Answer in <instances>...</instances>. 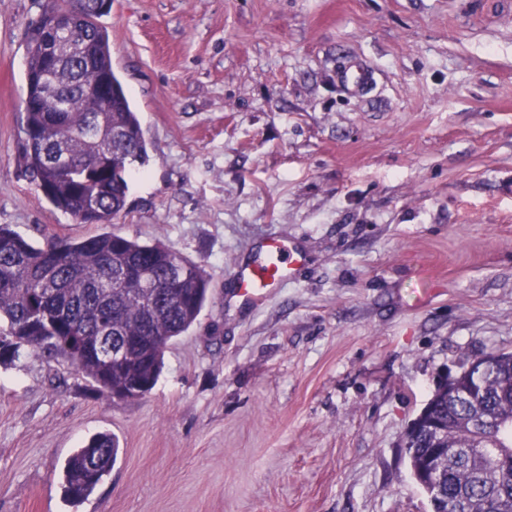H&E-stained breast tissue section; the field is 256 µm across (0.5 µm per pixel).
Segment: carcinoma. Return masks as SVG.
I'll use <instances>...</instances> for the list:
<instances>
[{
  "mask_svg": "<svg viewBox=\"0 0 512 512\" xmlns=\"http://www.w3.org/2000/svg\"><path fill=\"white\" fill-rule=\"evenodd\" d=\"M76 10L77 32L47 31L57 11ZM96 0H47L27 32L29 96L35 112L25 116V173L59 211L81 224H109L126 209L134 165L148 157L137 112L112 69V46L98 24ZM58 59V94L39 95L37 78ZM110 78L105 100L86 90ZM111 111L102 112L103 103ZM106 189L90 195V183ZM132 276L121 288L112 276ZM209 293L202 267L160 243L105 232L78 241L56 239L36 246L0 225V364L23 351L65 359L105 396L122 389L149 392L158 379L167 344L196 322ZM110 339L125 346L119 363L107 366L80 347ZM429 416L448 422L441 446L473 448L464 424L477 411L493 419L489 448L448 457V471L427 481L422 472L436 451L434 434L422 424L407 434L405 455L418 486H438L443 498L464 501L470 512H498L512 505V353L491 351L464 361L451 382H440L429 399ZM117 440L100 433L68 460L65 494L80 501L92 494L118 455Z\"/></svg>",
  "mask_w": 512,
  "mask_h": 512,
  "instance_id": "1",
  "label": "carcinoma"
}]
</instances>
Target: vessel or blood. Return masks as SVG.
<instances>
[{
	"mask_svg": "<svg viewBox=\"0 0 512 512\" xmlns=\"http://www.w3.org/2000/svg\"><path fill=\"white\" fill-rule=\"evenodd\" d=\"M341 79L351 92L359 94L371 81L372 73L367 67L354 64L343 69ZM301 261V256L286 242L273 238L265 245L262 262L234 267L231 274L241 296L255 306L282 287Z\"/></svg>",
	"mask_w": 512,
	"mask_h": 512,
	"instance_id": "1",
	"label": "vessel or blood"
}]
</instances>
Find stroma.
I'll list each match as a JSON object with an SVG mask.
<instances>
[{
  "instance_id": "stroma-1",
  "label": "stroma",
  "mask_w": 512,
  "mask_h": 512,
  "mask_svg": "<svg viewBox=\"0 0 512 512\" xmlns=\"http://www.w3.org/2000/svg\"><path fill=\"white\" fill-rule=\"evenodd\" d=\"M0 0V224L111 230L210 277L154 388L0 365V512H430L401 437L439 377L512 351V0H112L99 23L149 142L111 225L55 209L19 159L29 23ZM375 72L363 95L339 69ZM303 263L260 306L234 264ZM119 453L85 500L67 460ZM117 440L100 433L83 445L68 460L65 470V494L80 501L92 494L102 477L112 468L118 455Z\"/></svg>"
}]
</instances>
